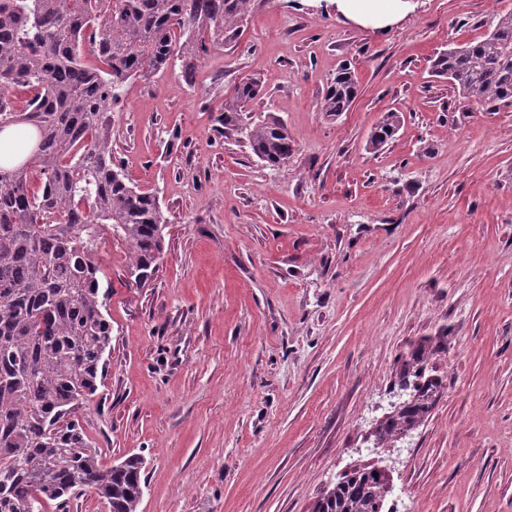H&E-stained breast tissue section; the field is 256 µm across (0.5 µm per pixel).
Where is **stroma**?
I'll return each instance as SVG.
<instances>
[{"label":"stroma","mask_w":512,"mask_h":512,"mask_svg":"<svg viewBox=\"0 0 512 512\" xmlns=\"http://www.w3.org/2000/svg\"><path fill=\"white\" fill-rule=\"evenodd\" d=\"M512 0H411L384 32L323 0H252L197 60L129 80L112 152L168 219L148 287L106 239L111 350L78 411L104 466L146 461L139 512H312L353 468L391 472L387 512H512V106L463 110L435 56L484 36ZM348 112L319 110L341 66ZM283 120L287 165L225 137ZM402 112L380 150L367 141ZM428 417L378 447L417 378ZM261 92L256 78L239 83L231 97L224 100V135L244 134L253 151L261 160L273 167L288 163L294 152V143L288 129L277 119L258 126H243L241 112L246 103L256 99ZM401 122V115L397 111L385 112L369 137V148L380 149L398 130Z\"/></svg>","instance_id":"35a3bbf8"}]
</instances>
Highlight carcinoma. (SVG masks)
Wrapping results in <instances>:
<instances>
[{"label":"carcinoma","instance_id":"cac0c4a2","mask_svg":"<svg viewBox=\"0 0 512 512\" xmlns=\"http://www.w3.org/2000/svg\"><path fill=\"white\" fill-rule=\"evenodd\" d=\"M251 0H0V125L21 119L37 132L26 160L0 176V512L64 508L78 491H93L109 512H138L144 458L100 463L75 418L98 390L110 348L108 293L98 278L103 232L126 242L129 277L151 282L165 251L168 224L157 192L132 184L112 156L110 104L130 79L181 62L190 79L195 60L249 11ZM103 69H89L85 51ZM433 73L446 77L467 104L493 111L512 103V13L478 40L438 55ZM30 93L19 115L5 91ZM358 85L342 67L320 102L337 117ZM256 78L224 100V136L242 134L273 167L288 163L294 143L277 119L242 125L244 105L258 97ZM401 115L384 113L369 137L380 149ZM420 348L403 362L419 377ZM440 383L418 395L378 435L383 446L421 423ZM388 480L374 469L353 471L328 488L312 512H384Z\"/></svg>","mask_w":512,"mask_h":512}]
</instances>
